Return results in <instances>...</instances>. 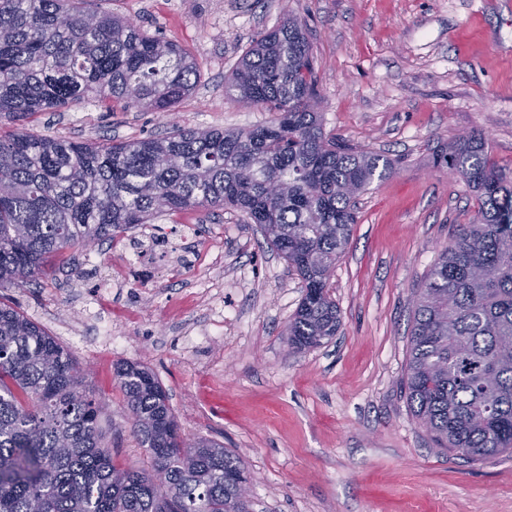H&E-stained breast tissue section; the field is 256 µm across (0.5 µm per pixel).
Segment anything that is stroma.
Segmentation results:
<instances>
[{
	"mask_svg": "<svg viewBox=\"0 0 512 512\" xmlns=\"http://www.w3.org/2000/svg\"><path fill=\"white\" fill-rule=\"evenodd\" d=\"M188 49L200 78L171 112L89 100L36 112L20 128L74 141L141 139L171 125L239 130L272 115L224 94L259 34L286 13L315 59L327 136L395 159L357 202L328 281L336 336L298 351L286 328L304 288L256 225L224 209L154 216L192 225L196 267L128 260L126 233L65 249L37 281L0 290L58 343L83 332L104 442L143 463L115 370L156 374L184 438L240 458L253 512H512V455L464 462L436 448L403 387L412 300L459 225L474 223L467 185L433 163L437 143L471 131L512 172V0H97ZM0 123V132L15 131Z\"/></svg>",
	"mask_w": 512,
	"mask_h": 512,
	"instance_id": "35a3bbf8",
	"label": "stroma"
}]
</instances>
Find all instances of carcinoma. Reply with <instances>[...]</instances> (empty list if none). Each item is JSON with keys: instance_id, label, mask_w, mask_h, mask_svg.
<instances>
[{"instance_id": "obj_1", "label": "carcinoma", "mask_w": 512, "mask_h": 512, "mask_svg": "<svg viewBox=\"0 0 512 512\" xmlns=\"http://www.w3.org/2000/svg\"><path fill=\"white\" fill-rule=\"evenodd\" d=\"M197 82L187 49L87 0H0V120L86 99L165 112ZM225 94L274 117L106 144L0 136V288L45 274L62 249L158 213L228 207L304 283L288 343L306 350L335 336L327 281L356 223V196L394 163L326 137L311 46L292 14L252 42ZM434 155L475 192L478 216L416 293L403 386L433 444L478 461L512 452V177L475 135ZM116 379L144 466H115L86 370L0 300V512H249L239 458L213 439L181 437L149 368L125 363Z\"/></svg>"}]
</instances>
